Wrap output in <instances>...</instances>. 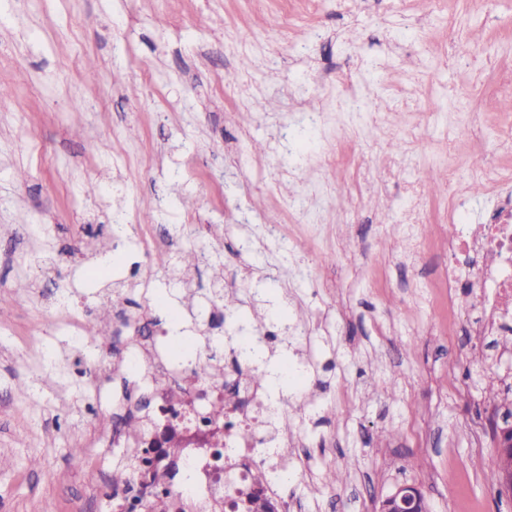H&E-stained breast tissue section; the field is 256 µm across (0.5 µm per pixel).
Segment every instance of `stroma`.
<instances>
[{
	"label": "stroma",
	"instance_id": "35a3bbf8",
	"mask_svg": "<svg viewBox=\"0 0 512 512\" xmlns=\"http://www.w3.org/2000/svg\"><path fill=\"white\" fill-rule=\"evenodd\" d=\"M432 2L0 0V512H113L118 450L93 435L121 385L79 382L124 347L74 337L116 306L224 362L262 327L263 370L308 366L268 387L301 442L290 512H379L403 484L512 512L485 480L512 335H449L444 287L449 208L485 223L512 167V0ZM145 229L196 264L157 266Z\"/></svg>",
	"mask_w": 512,
	"mask_h": 512
}]
</instances>
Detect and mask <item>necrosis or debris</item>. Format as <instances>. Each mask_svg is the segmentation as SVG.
<instances>
[{
	"mask_svg": "<svg viewBox=\"0 0 512 512\" xmlns=\"http://www.w3.org/2000/svg\"><path fill=\"white\" fill-rule=\"evenodd\" d=\"M499 204L480 231L465 230L463 213L452 216L459 223L456 237L448 241V298L465 295L475 298L476 316L462 329L468 336L512 335V174L502 173L487 184ZM234 371L216 364V374L206 380L194 379L182 370L168 351L144 344L130 346L124 356L101 366L99 372L82 383L84 392L100 397L104 386L124 376L133 367L132 381L138 400L124 399L118 404L124 418L145 422L149 436H157V419L164 395L155 388L165 380L177 393L182 405L169 426L183 448L184 463L198 479L187 487L163 480L162 488L184 512H234L235 494L245 487L253 471L272 467L265 448L291 447L287 435L273 429L268 414L267 389L250 383V365L241 361L240 350H233ZM223 400L224 421L209 417L212 400ZM248 437H241V429ZM223 434L222 459H215L212 437Z\"/></svg>",
	"mask_w": 512,
	"mask_h": 512,
	"instance_id": "1",
	"label": "necrosis or debris"
}]
</instances>
